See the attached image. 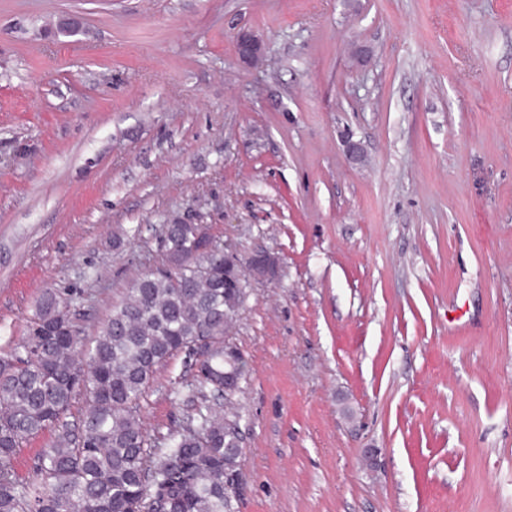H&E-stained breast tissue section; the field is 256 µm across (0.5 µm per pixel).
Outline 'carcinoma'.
<instances>
[{"instance_id": "cac0c4a2", "label": "carcinoma", "mask_w": 512, "mask_h": 512, "mask_svg": "<svg viewBox=\"0 0 512 512\" xmlns=\"http://www.w3.org/2000/svg\"><path fill=\"white\" fill-rule=\"evenodd\" d=\"M165 264L133 278L122 302L89 340L68 298L47 291L26 335L0 350V512H238L224 479L239 471L240 412L205 404L198 423L157 448L140 404L154 375L178 353L195 357L204 400L224 397V374H246L226 354L228 331L246 294L225 285L224 246L201 248L199 225L164 224ZM86 399L78 426L67 421ZM37 482L13 467L19 448L44 431Z\"/></svg>"}]
</instances>
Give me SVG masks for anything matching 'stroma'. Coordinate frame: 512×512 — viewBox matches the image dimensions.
Instances as JSON below:
<instances>
[{"mask_svg":"<svg viewBox=\"0 0 512 512\" xmlns=\"http://www.w3.org/2000/svg\"><path fill=\"white\" fill-rule=\"evenodd\" d=\"M175 222L280 258L240 512H512V0H0V347L49 289L94 337ZM236 50L238 57L244 61H253L263 52L261 39L252 33H243L237 40Z\"/></svg>","mask_w":512,"mask_h":512,"instance_id":"1","label":"stroma"}]
</instances>
